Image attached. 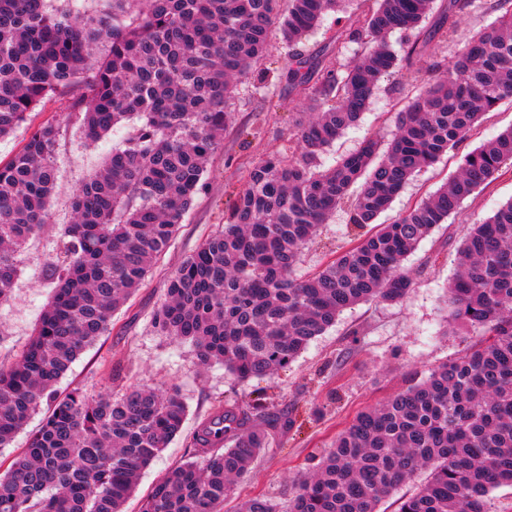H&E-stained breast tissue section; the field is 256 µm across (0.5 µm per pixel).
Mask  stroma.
I'll return each instance as SVG.
<instances>
[{
  "label": "stroma",
  "mask_w": 512,
  "mask_h": 512,
  "mask_svg": "<svg viewBox=\"0 0 512 512\" xmlns=\"http://www.w3.org/2000/svg\"><path fill=\"white\" fill-rule=\"evenodd\" d=\"M457 18L453 37L441 25L450 0H435L417 36L418 51L430 62L453 55L456 48L495 18L493 0ZM409 73L380 79L376 94L359 122L350 127L323 155L333 163L356 149L367 137L389 140L393 122L383 113L410 94ZM307 104L284 84L259 93L253 82L237 87L232 105L234 121L224 134V148L209 162L207 187L186 214L181 227L143 288L112 316L109 335L85 351L59 381V391L78 387L89 393L112 390L120 394L132 386L178 388L188 405L181 433L142 472L125 504L126 512H140L142 500L168 470L185 461L198 425L219 401L238 398L246 403L264 398L269 407H295L299 425L271 432L269 445L237 484L236 496L224 504L233 512L236 502L258 493L271 497L286 512L299 480L333 446L337 433L360 411L379 404L397 391L423 379L437 365L458 356L472 338L450 322L447 288L458 270V252L473 222L485 219L512 199V174L500 176L484 190L466 198L458 215L436 227L404 262L413 281L411 291L395 303L371 301L344 310L334 326L313 339L288 367L273 375L239 383L222 365H199L190 347L163 336L152 323L165 298L168 276L184 258L212 236L224 221L230 201L226 187L242 188L251 164L270 154L287 155L288 129ZM50 121L61 136L55 147L57 181L45 227L30 240L21 272L9 300L0 303V365L9 364L31 336L52 296L45 274L59 251L62 225L71 221L76 188L122 143L119 129L96 142L79 132L76 112L66 94L44 98L27 123L0 139V162L8 161L24 145L33 128ZM248 135H238V127ZM458 159L448 155L412 180L380 217L387 224L421 197L434 192L455 175ZM354 238L345 210H337L321 234L306 246L298 275L334 260Z\"/></svg>",
  "instance_id": "obj_1"
}]
</instances>
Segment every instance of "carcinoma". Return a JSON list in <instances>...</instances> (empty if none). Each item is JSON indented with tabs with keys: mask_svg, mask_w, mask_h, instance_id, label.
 Masks as SVG:
<instances>
[{
	"mask_svg": "<svg viewBox=\"0 0 512 512\" xmlns=\"http://www.w3.org/2000/svg\"><path fill=\"white\" fill-rule=\"evenodd\" d=\"M128 24L102 15L54 13L47 0H0V138L45 96L72 95L84 137L128 127L123 145L76 189L72 220L50 264L54 283L27 344L0 367V448L42 406L27 447L0 474V512H124L138 477L181 432L188 408L175 388L60 395L71 364L110 333L112 313L138 290L206 189L224 146L239 82L259 84L279 28L288 67L276 79L299 89L311 111L289 129L291 156L252 164L221 229L170 275L155 327L221 363L241 381L291 363L346 308L397 302L411 289L403 263L464 199L512 172V126L461 156L457 174L391 224L363 233L335 261L296 275L304 245L336 209L348 223H375L416 175L468 141L512 100V0L442 61L420 64L413 33L434 0H357L332 43L336 57L312 65L294 52L343 0H117ZM480 0H451L454 17ZM110 53L94 57L99 40ZM353 46L359 61L340 63ZM413 71L416 93L396 113L391 140L368 139L326 167L324 154L369 106L379 80ZM60 128H35L0 164V302L11 297L28 241L46 223L56 183ZM458 325L481 336L419 384L356 415L289 512H380L384 497L425 472L396 512H485L487 495L512 486V199L473 225L448 285ZM289 409L218 406L193 437L192 459L171 468L141 512H222L237 481L268 446L265 429L287 430ZM239 512H277L264 495Z\"/></svg>",
	"mask_w": 512,
	"mask_h": 512,
	"instance_id": "obj_1",
	"label": "carcinoma"
}]
</instances>
